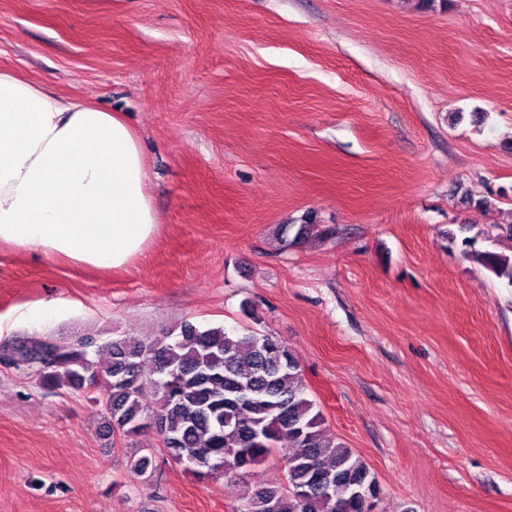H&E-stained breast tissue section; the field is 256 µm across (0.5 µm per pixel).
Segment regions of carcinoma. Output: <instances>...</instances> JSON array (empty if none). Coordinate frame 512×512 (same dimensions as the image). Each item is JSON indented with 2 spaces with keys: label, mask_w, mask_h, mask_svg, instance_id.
<instances>
[{
  "label": "carcinoma",
  "mask_w": 512,
  "mask_h": 512,
  "mask_svg": "<svg viewBox=\"0 0 512 512\" xmlns=\"http://www.w3.org/2000/svg\"><path fill=\"white\" fill-rule=\"evenodd\" d=\"M503 196L490 191L475 201L466 194L461 202L489 209ZM316 220L315 212L304 213L289 244L304 240ZM477 243L476 236L463 238L462 255L512 287V254L481 250ZM92 346L86 337L69 344L32 340L19 350L50 349V359L36 365L47 390H85V375H94L112 429L125 436L156 430L168 456L197 475L195 463L204 456L222 471L244 475L277 453L286 485L242 490L237 512H271L275 503L277 512H364L353 492L379 493L363 460L323 428L300 366L278 337L186 322L175 336L112 341L100 370L90 359ZM305 486L304 500L291 495Z\"/></svg>",
  "instance_id": "1"
}]
</instances>
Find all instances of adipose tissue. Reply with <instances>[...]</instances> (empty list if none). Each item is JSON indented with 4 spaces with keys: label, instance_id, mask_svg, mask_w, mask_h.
Returning <instances> with one entry per match:
<instances>
[{
    "label": "adipose tissue",
    "instance_id": "adipose-tissue-1",
    "mask_svg": "<svg viewBox=\"0 0 512 512\" xmlns=\"http://www.w3.org/2000/svg\"><path fill=\"white\" fill-rule=\"evenodd\" d=\"M146 179L122 118L0 70V246L125 269L158 228Z\"/></svg>",
    "mask_w": 512,
    "mask_h": 512
}]
</instances>
